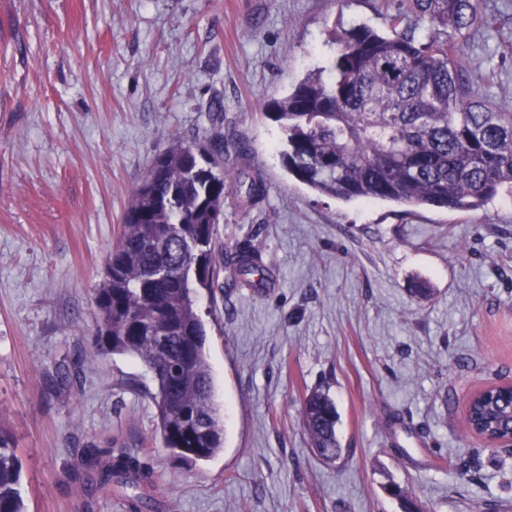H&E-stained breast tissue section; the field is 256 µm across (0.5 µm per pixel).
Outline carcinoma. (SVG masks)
Returning a JSON list of instances; mask_svg holds the SVG:
<instances>
[{
	"instance_id": "1",
	"label": "carcinoma",
	"mask_w": 512,
	"mask_h": 512,
	"mask_svg": "<svg viewBox=\"0 0 512 512\" xmlns=\"http://www.w3.org/2000/svg\"><path fill=\"white\" fill-rule=\"evenodd\" d=\"M388 32L354 26L338 43L328 78L306 77L266 105L286 134L284 168L321 195L343 202L472 211L512 198V112L479 93L463 67L466 33L486 23L479 0H383ZM159 153L125 212L97 291L95 341L104 354L130 355L152 373L165 447L186 460L223 450L224 418L205 351L199 290L218 285L214 233L232 191L259 202L260 177L229 166L245 143L209 138ZM236 274L261 271L250 243L227 256ZM319 455L334 462L336 405L320 391L301 408ZM512 418V392L491 393L471 411L495 434ZM71 477L88 496L114 488L131 512L152 508V471L112 443L82 450ZM17 449L0 434V512H25Z\"/></svg>"
}]
</instances>
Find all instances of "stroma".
<instances>
[{
  "label": "stroma",
  "mask_w": 512,
  "mask_h": 512,
  "mask_svg": "<svg viewBox=\"0 0 512 512\" xmlns=\"http://www.w3.org/2000/svg\"><path fill=\"white\" fill-rule=\"evenodd\" d=\"M480 8L464 65L512 112V0ZM359 24L384 30L379 0H0V432L25 512H129L117 492L85 509L70 478L106 439L153 470V512H403L391 482L416 512H512V447L464 425L470 395L512 381V198L318 196L263 114ZM217 98L267 193L226 196L216 245L254 244L265 272L199 297L225 433L191 462L163 446L151 373L99 353L94 296L141 177L206 141ZM315 389L336 403L333 463L302 424Z\"/></svg>",
  "instance_id": "stroma-1"
}]
</instances>
